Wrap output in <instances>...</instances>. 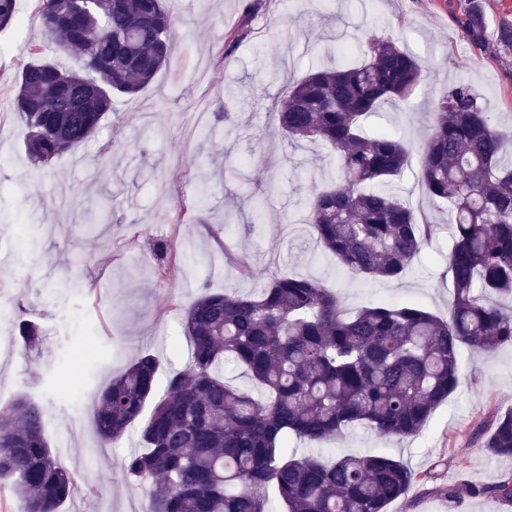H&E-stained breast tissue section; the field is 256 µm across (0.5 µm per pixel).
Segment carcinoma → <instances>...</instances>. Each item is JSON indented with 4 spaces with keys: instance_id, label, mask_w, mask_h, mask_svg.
Instances as JSON below:
<instances>
[{
    "instance_id": "carcinoma-1",
    "label": "carcinoma",
    "mask_w": 512,
    "mask_h": 512,
    "mask_svg": "<svg viewBox=\"0 0 512 512\" xmlns=\"http://www.w3.org/2000/svg\"><path fill=\"white\" fill-rule=\"evenodd\" d=\"M46 40L29 49L12 99L27 129L33 164L92 139L113 100L145 89L166 66L172 38L165 0H38ZM18 18V0H0V29ZM470 45L485 47L482 6L458 20ZM81 68L61 65L70 49ZM357 65L310 71L278 111L291 142H322L336 169L313 181L306 224L336 262L365 281L400 279L435 232L425 211L393 188L411 157L385 130L366 131L382 106L408 99L424 72L393 41L368 35ZM422 145L424 194L448 203L452 299L442 318L413 302L353 312L319 279L278 276L259 294L206 292L184 311L187 367L155 389L157 360L144 353L96 394L93 427L103 446L139 427L141 450L121 461L130 483L152 486L144 512H387L419 482L403 462L378 451L328 458L289 440L320 444L365 428L401 440L419 434L461 382L463 350L512 342V128L496 123L481 96L459 84L437 103ZM26 344L39 325L17 323ZM242 370L246 385L224 377ZM147 420H142L146 408ZM512 456V412L496 417L483 442ZM0 480L25 512H56L72 496L54 459L43 411L24 397L0 404ZM512 502V477L476 489Z\"/></svg>"
}]
</instances>
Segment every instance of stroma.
<instances>
[{
	"label": "stroma",
	"mask_w": 512,
	"mask_h": 512,
	"mask_svg": "<svg viewBox=\"0 0 512 512\" xmlns=\"http://www.w3.org/2000/svg\"><path fill=\"white\" fill-rule=\"evenodd\" d=\"M247 3L166 0L168 65L137 96L115 101L87 144L43 169L33 166L12 110L18 58L45 38L35 0H20L21 23L0 30V301L8 307L0 315V402L24 394L42 408L52 452L75 484L59 512L142 505L146 489L120 470L135 433L101 447L88 400L138 354L157 359L161 392L187 366L190 347L170 296L187 307L208 289L256 293L275 276H313L349 310L412 300L448 313V206L423 194L419 150L428 112L461 81L497 123L512 125V50L497 41L501 23H512V0H482V51L457 22L464 0H267L251 14ZM236 29L244 37L219 55L223 36ZM366 33L393 39L430 72L406 111L369 120L370 130H390L412 146L396 185L436 224L394 282L336 273L304 229L311 178L334 155L321 143L291 145L278 127L288 88L313 67L338 64ZM228 211L236 223L225 224ZM162 242L176 247V264L158 256ZM18 302L44 330L39 345L26 346L14 330ZM509 411L506 344L465 353L460 387L419 436L385 440L357 428L327 446L339 454L380 450L431 475L430 486H414L387 512H512V503L478 492L512 475V458L482 445L496 416Z\"/></svg>",
	"instance_id": "35a3bbf8"
}]
</instances>
